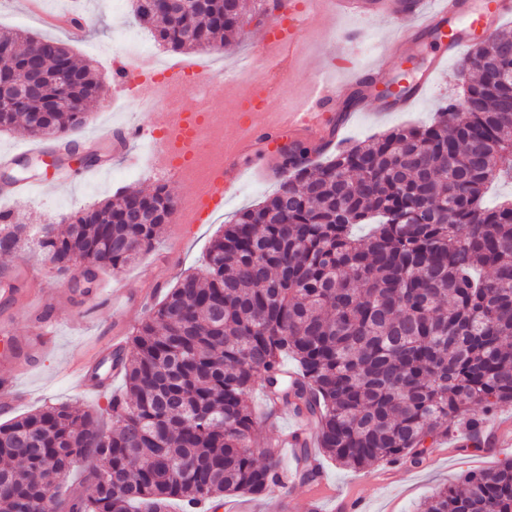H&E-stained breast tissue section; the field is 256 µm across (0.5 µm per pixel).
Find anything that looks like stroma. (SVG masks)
<instances>
[{"label":"stroma","mask_w":512,"mask_h":512,"mask_svg":"<svg viewBox=\"0 0 512 512\" xmlns=\"http://www.w3.org/2000/svg\"><path fill=\"white\" fill-rule=\"evenodd\" d=\"M42 2L51 11L69 7L79 9L83 16L81 28L49 25L39 14L25 10L20 0H0V28L59 40L79 61L93 66L103 91L88 105L90 117L87 124L70 135L71 141L79 144L107 127L149 121L147 115L139 112L132 93L116 91L113 72L117 66L144 64L159 71L177 64L209 63L230 70L240 58L249 55L251 41L259 39L266 25L276 16L272 10L262 14L259 22L244 28L240 42L231 49L176 53L159 45L150 28L133 23L130 0ZM340 25L346 29L361 27L365 33L357 43L349 44L331 30L328 21L319 13H304L297 28L300 51L293 63L295 78L276 87L268 104L269 111H279L287 101L304 97L314 67L325 68L335 81H342L344 68L373 62L380 41L394 34L391 24L384 19L361 23L348 17L341 19ZM437 50L438 45L431 36H421L406 56L389 63L391 80L410 82L417 79L426 71ZM472 76V69L463 61L449 60L447 67L435 74L429 89L411 109L383 115L359 113L351 128L340 133L339 139L354 143L400 126L430 123L448 98L462 95L466 80ZM242 93L239 86L224 88V128L205 143L204 150L209 156L222 157L225 145L238 136L239 126L244 121L238 104ZM135 151L139 155L137 162L130 163L120 157L113 161L109 170L99 174L84 172L78 165L74 168L72 182L58 185L51 191L0 198V210L12 212L24 224H57L83 208L116 198L123 188L146 191L164 183L179 197L196 189L194 180L179 179L149 166L142 156L143 145H136ZM254 164V159H244V172L236 183L225 189L222 205L205 223L184 224L178 216H171L169 222L161 226L151 250L141 254L120 273L101 272V280L136 294L150 288L169 290L180 276L201 271L211 242L223 233L225 224L230 223L240 210L262 201L276 188V175H260L254 172ZM4 271L13 272L18 291L10 300L0 299V323L12 325L9 335L0 334V353L12 351L36 335V328L30 321L21 319V312L28 309L36 314L42 312L55 322L53 345L18 380L26 398L16 406V414L51 403H65L80 410L102 413L110 396L121 394L122 376L111 375L110 389L83 391L66 374L64 365L74 355H92L96 341L117 331L112 324L111 306L99 292L83 294L71 290L44 266L34 247H24L17 254L0 258V273ZM145 316V311H131L127 324L117 332L130 337L134 325ZM466 431V423H457L448 436L439 438L426 450L422 464L417 467L380 464L354 470L322 457L318 460L319 478L341 496L362 502L365 512H419L421 504L435 490L459 484L467 474L492 469L512 459V440L505 438L496 446L485 442L477 449L466 448L459 444Z\"/></svg>","instance_id":"1"}]
</instances>
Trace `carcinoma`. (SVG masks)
I'll return each instance as SVG.
<instances>
[{
  "label": "carcinoma",
  "instance_id": "carcinoma-1",
  "mask_svg": "<svg viewBox=\"0 0 512 512\" xmlns=\"http://www.w3.org/2000/svg\"><path fill=\"white\" fill-rule=\"evenodd\" d=\"M135 19L173 52L230 47L248 0H132ZM13 82L32 62L43 91L18 123L65 137L88 119L100 81L63 43L0 28ZM468 104L336 151L310 166L294 144L284 177L238 212L210 245L205 272L181 277L114 358L125 389L101 416L66 404L0 424V512H186L222 495L266 493L282 476L271 448L253 447L249 396L260 386L311 423L297 453L339 465L421 462L479 408L512 405V201L486 188L512 180V33L473 46ZM42 122H29L32 114ZM175 198L166 184L31 231L0 211V254L28 240L60 277L97 282L148 251ZM295 362V375L283 362ZM87 463L85 485L57 498L53 479ZM421 512H512V459L436 490Z\"/></svg>",
  "mask_w": 512,
  "mask_h": 512
}]
</instances>
